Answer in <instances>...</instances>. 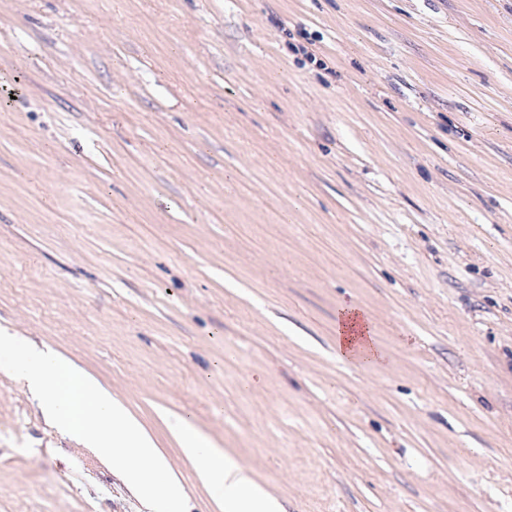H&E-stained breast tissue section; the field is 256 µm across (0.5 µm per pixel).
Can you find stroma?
<instances>
[{"label":"stroma","mask_w":512,"mask_h":512,"mask_svg":"<svg viewBox=\"0 0 512 512\" xmlns=\"http://www.w3.org/2000/svg\"><path fill=\"white\" fill-rule=\"evenodd\" d=\"M14 79L0 330L191 512L169 415L285 512H512V0H0ZM350 303L377 365L336 357ZM0 512H137L4 370Z\"/></svg>","instance_id":"35a3bbf8"}]
</instances>
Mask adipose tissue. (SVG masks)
<instances>
[{"label":"adipose tissue","mask_w":512,"mask_h":512,"mask_svg":"<svg viewBox=\"0 0 512 512\" xmlns=\"http://www.w3.org/2000/svg\"><path fill=\"white\" fill-rule=\"evenodd\" d=\"M336 355L361 365L381 358L372 336L371 322L358 306H343L336 318ZM172 429L184 456L195 461L196 476L207 489L219 512H280L275 498L252 478L249 469L212 447L185 419Z\"/></svg>","instance_id":"obj_1"}]
</instances>
